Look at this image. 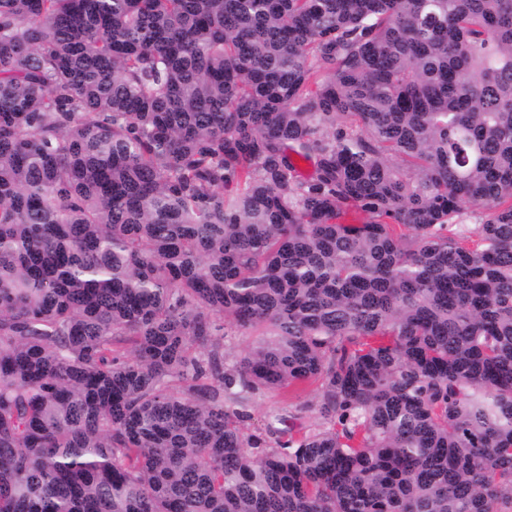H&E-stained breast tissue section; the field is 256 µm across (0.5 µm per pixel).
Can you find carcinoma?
I'll return each instance as SVG.
<instances>
[{"label": "carcinoma", "instance_id": "obj_1", "mask_svg": "<svg viewBox=\"0 0 512 512\" xmlns=\"http://www.w3.org/2000/svg\"><path fill=\"white\" fill-rule=\"evenodd\" d=\"M0 512H512V0H0ZM318 385L313 384L302 391H269L253 397L244 410L249 415L245 422L248 431L264 429L275 415L286 419V424L274 425L279 428L294 425L295 429L308 430L319 422L315 403L319 397Z\"/></svg>", "mask_w": 512, "mask_h": 512}]
</instances>
